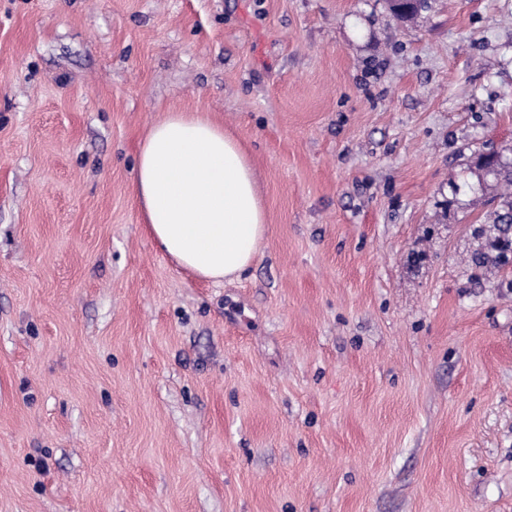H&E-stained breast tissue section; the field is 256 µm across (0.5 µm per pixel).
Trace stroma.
Masks as SVG:
<instances>
[{
  "label": "stroma",
  "instance_id": "obj_1",
  "mask_svg": "<svg viewBox=\"0 0 512 512\" xmlns=\"http://www.w3.org/2000/svg\"><path fill=\"white\" fill-rule=\"evenodd\" d=\"M197 112L267 234L201 280L132 165ZM512 0H0V512H512Z\"/></svg>",
  "mask_w": 512,
  "mask_h": 512
}]
</instances>
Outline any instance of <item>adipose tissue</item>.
Returning a JSON list of instances; mask_svg holds the SVG:
<instances>
[{
    "instance_id": "obj_1",
    "label": "adipose tissue",
    "mask_w": 512,
    "mask_h": 512,
    "mask_svg": "<svg viewBox=\"0 0 512 512\" xmlns=\"http://www.w3.org/2000/svg\"><path fill=\"white\" fill-rule=\"evenodd\" d=\"M133 173L146 231L179 267L221 282L252 264L266 209L249 155L223 126L168 113L143 139Z\"/></svg>"
}]
</instances>
